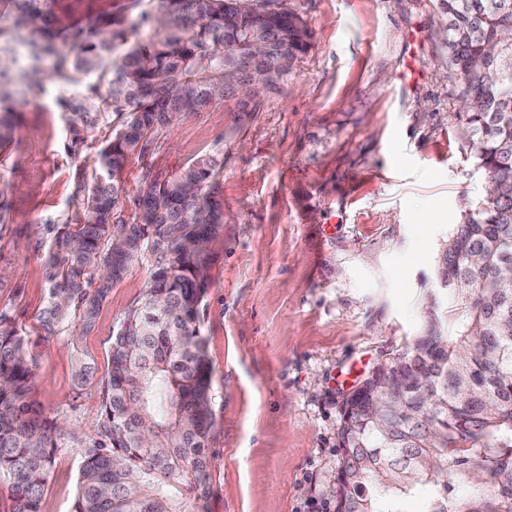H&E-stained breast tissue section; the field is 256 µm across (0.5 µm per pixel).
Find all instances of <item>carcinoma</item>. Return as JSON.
Listing matches in <instances>:
<instances>
[{
    "instance_id": "1",
    "label": "carcinoma",
    "mask_w": 512,
    "mask_h": 512,
    "mask_svg": "<svg viewBox=\"0 0 512 512\" xmlns=\"http://www.w3.org/2000/svg\"><path fill=\"white\" fill-rule=\"evenodd\" d=\"M58 0H10L0 26V143L7 139L19 87L44 78L88 84L63 98L70 151L97 128L109 130L87 186L76 175L74 215L50 238L49 281L41 325L54 334L90 330L111 283L134 263L151 261L142 298L125 313L101 381L95 436L83 449L73 512H182L170 490L209 491L213 426L211 370L200 326L209 289L208 244L224 224L217 199L223 163L201 157L163 180L145 183L128 218L117 213V175L149 137L185 113L233 101L219 88L254 44L267 46L266 73L253 97L274 90L310 47L297 14L267 0H160L130 27L110 17L54 34ZM448 16V69L473 106L466 132L477 166L494 192L466 204L440 247L436 277L452 305L421 335L343 398L337 438L336 512H404L416 488L429 489L423 512H512V0H438ZM21 44L17 60L11 47ZM122 52H117L118 47ZM95 361L77 353L74 383H92ZM32 369L15 321L0 312V476L13 492L11 512H41L62 428L28 401ZM489 489L453 496L464 481Z\"/></svg>"
}]
</instances>
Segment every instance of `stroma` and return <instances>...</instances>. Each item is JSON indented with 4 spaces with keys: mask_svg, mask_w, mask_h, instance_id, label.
<instances>
[{
    "mask_svg": "<svg viewBox=\"0 0 512 512\" xmlns=\"http://www.w3.org/2000/svg\"><path fill=\"white\" fill-rule=\"evenodd\" d=\"M310 47L287 80L247 109L210 104L182 115L121 173L130 216L145 184L202 156L223 161L224 225L208 245L201 331L211 366L210 495L176 488L183 512H335L344 395L405 350L429 314L438 248L487 176L462 136L448 78V17L437 0H282ZM159 0H60L59 29L101 14L136 20ZM72 86L45 83L0 144V311L33 357L29 402L64 428L42 512H71L82 444L101 407L77 389V351L106 377L111 342L141 297L149 264L112 284L94 327L71 342L44 332L43 255L71 215L75 175L96 176L101 131L68 151L58 106Z\"/></svg>",
    "mask_w": 512,
    "mask_h": 512,
    "instance_id": "1",
    "label": "stroma"
}]
</instances>
